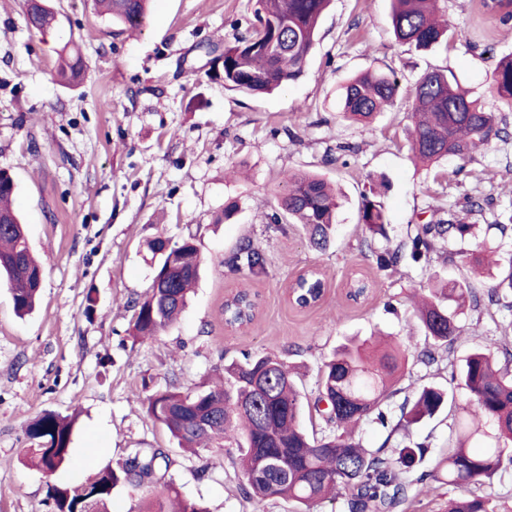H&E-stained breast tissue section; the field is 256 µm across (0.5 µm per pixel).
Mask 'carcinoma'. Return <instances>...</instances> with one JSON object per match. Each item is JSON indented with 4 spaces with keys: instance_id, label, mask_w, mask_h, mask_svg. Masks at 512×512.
Segmentation results:
<instances>
[{
    "instance_id": "cac0c4a2",
    "label": "carcinoma",
    "mask_w": 512,
    "mask_h": 512,
    "mask_svg": "<svg viewBox=\"0 0 512 512\" xmlns=\"http://www.w3.org/2000/svg\"><path fill=\"white\" fill-rule=\"evenodd\" d=\"M330 0H250L252 22L234 43L224 44V89L253 96L269 93L304 73L314 48L318 27ZM439 0H391L393 35L400 44L418 50L450 40L448 21L437 18ZM150 0H96L101 13L126 31L144 27ZM482 7L502 23L512 20V0H482ZM56 22L47 5L26 13L27 26L45 30ZM84 62L77 53L58 57L56 76L69 86L81 82ZM491 88L499 100L512 107V55L499 59ZM400 89L396 72L368 69L347 80L339 93L342 116L362 122L392 105ZM410 150L416 162L430 167L450 157L462 161L494 143L512 139L507 118L486 109L479 96L461 85L453 73L425 72L411 89ZM284 192L272 224H299L312 247L326 249L335 237L340 203L326 179L307 172L283 174ZM16 183L0 169V278L5 279L16 313H31L39 298V276L45 259L34 255L24 224L11 205ZM483 212L478 197L464 208L448 210V217L417 224L404 246L375 253L378 269L386 270L406 259L415 262L442 255L454 260L448 243L472 234L470 216ZM359 221L370 239L386 236L383 204L365 195ZM161 255L151 287L133 301L136 338L165 332L185 310L188 294L198 281L205 262L193 237L174 244L157 237L150 243ZM237 269L254 273L264 269V256L249 241L241 243L230 258ZM512 311V264L480 293L469 281L438 279L417 308L430 348L416 360L437 362L435 351L448 349L461 334L459 316L477 306L480 296ZM243 290L227 306L226 321L237 322L242 308H251ZM412 351L395 344L381 349L373 341L345 343L336 348L319 370L315 409L321 410L330 431L319 439L309 437L301 425L302 396L288 362L269 354L246 355L224 366L220 384L182 392L169 385L147 397V412L165 427L181 448L197 458L212 448L234 454L242 473L244 498L262 501L280 497L297 505L296 512H314V506L336 498L340 487L351 489L349 512H394L407 497L412 482L404 480L423 462L428 444L414 443L387 450L396 431L441 414L448 392L434 384L423 386L414 400L396 405L392 385L408 367ZM452 378L459 381L475 402L471 419L450 428L453 450L439 461L429 477L450 485L493 488L504 472L512 471V374L498 367L490 351L474 349L462 360ZM376 423L387 430L380 448L369 451L355 428ZM73 420L54 413L33 419L26 428L31 439L45 445L27 453L51 476L71 458ZM168 456L158 450H137L114 467L100 471L84 496L77 489L48 485L51 512H106V504L118 487L137 490L145 484L156 489L153 497L138 503L137 512H207L200 503L185 500L174 483L161 473ZM448 512H498L491 493L448 502Z\"/></svg>"
}]
</instances>
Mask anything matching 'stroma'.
Returning a JSON list of instances; mask_svg holds the SVG:
<instances>
[{
  "label": "stroma",
  "mask_w": 512,
  "mask_h": 512,
  "mask_svg": "<svg viewBox=\"0 0 512 512\" xmlns=\"http://www.w3.org/2000/svg\"><path fill=\"white\" fill-rule=\"evenodd\" d=\"M54 28L28 29L24 0H0V169L17 183L14 200L33 250L51 257L41 302L18 317L0 283V512H50L49 484L80 486L138 448L162 449L168 475L183 497L207 512H293L292 503H256L240 492L242 475L224 449L200 459L178 447L146 412L150 392L178 380L182 390L211 386L225 364L243 355L286 356L303 396L301 423L318 437L327 427L314 411L318 370L344 339L383 333L391 341L425 346L410 297L432 287L434 275L488 286L493 271L471 262L493 249L499 266L512 263V142L496 143L466 162L417 165L406 114L409 91L426 71L445 69L512 122V108L490 91L497 60L512 53V22L488 14L481 0H442L454 32L449 45L427 51L398 44L389 0H332L303 76L273 93L244 96L224 88L223 63H209L207 44L244 34L249 0H152L146 26L118 33L94 0H50ZM78 50L86 71L75 88L53 81L59 53ZM368 68L395 70L400 94L367 124L341 119L338 90ZM354 147L347 162H326L337 143ZM309 170L341 188L340 229L323 251L301 226L271 224L284 172ZM386 237L370 238L359 222L364 195L380 181ZM489 197L471 216L474 235L450 243L453 264L405 261L378 270L373 251L396 248L433 209H461L468 197ZM236 204L232 218L224 209ZM195 237L206 258L201 278L178 322L166 332L134 340L133 300L149 288L160 262L149 241ZM265 258L258 273L234 271L224 260L243 241ZM320 268L325 288L307 309L288 300L291 281ZM369 282L352 301L351 279ZM259 295L255 319L240 330L224 323V302L237 290ZM92 314H85L87 298ZM464 332L438 362H410L397 382L399 398L419 388H445L450 402L436 418L396 434L402 444L429 443L412 491L397 512H445L465 487L419 480L448 451L450 426L474 408L451 373L473 348H512V312L498 305L466 310ZM75 419L71 460L53 476L32 467L26 435L37 415Z\"/></svg>",
  "instance_id": "stroma-1"
}]
</instances>
